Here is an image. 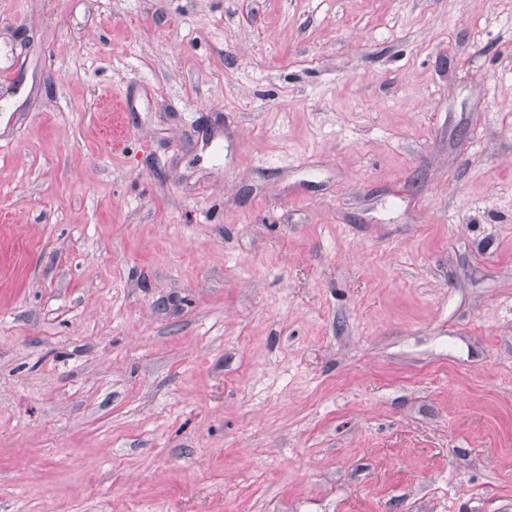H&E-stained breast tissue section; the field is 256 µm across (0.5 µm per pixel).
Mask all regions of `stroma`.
I'll list each match as a JSON object with an SVG mask.
<instances>
[{"label": "stroma", "mask_w": 512, "mask_h": 512, "mask_svg": "<svg viewBox=\"0 0 512 512\" xmlns=\"http://www.w3.org/2000/svg\"><path fill=\"white\" fill-rule=\"evenodd\" d=\"M0 512H512V0H0Z\"/></svg>", "instance_id": "stroma-1"}]
</instances>
